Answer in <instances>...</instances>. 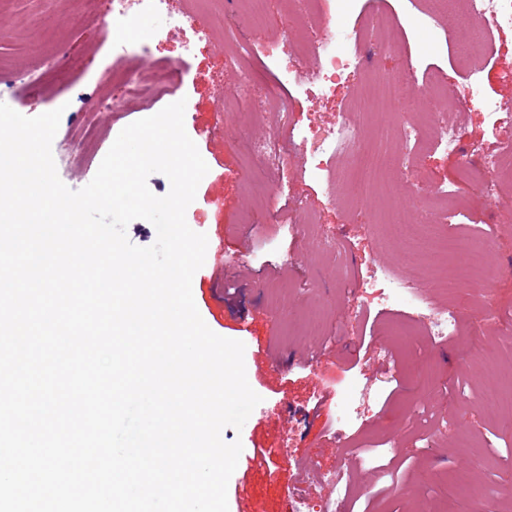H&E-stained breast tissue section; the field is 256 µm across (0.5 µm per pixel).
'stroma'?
Wrapping results in <instances>:
<instances>
[{
  "label": "stroma",
  "mask_w": 512,
  "mask_h": 512,
  "mask_svg": "<svg viewBox=\"0 0 512 512\" xmlns=\"http://www.w3.org/2000/svg\"><path fill=\"white\" fill-rule=\"evenodd\" d=\"M425 4L362 0L348 20L359 33L347 47L354 80L374 86L409 62L422 81L444 73L447 94L423 99L421 112L411 117L361 112L345 83L329 98L312 84H280L288 66L305 70L316 64L313 56L290 55L298 26L288 18L286 0H268L267 24L250 33L252 46L242 57L230 56L220 24L224 18L240 22V0H203L197 6L171 0L172 10L192 15L195 26L211 36L190 54L178 33L152 47L151 56L180 66L170 99L185 100L186 132L209 167L186 210L189 227L208 238L205 263L193 277L194 300L213 332L244 343L247 380L262 398L246 427L223 431L224 441L243 444L228 483L229 512L335 507L329 478L339 468L350 475L358 510L512 512V416L483 404L479 380L488 357L512 367V178L500 181L505 206L492 208L475 180L463 174L467 157L432 144L414 165L397 149L404 127L440 111L462 146L496 152L512 141V133L490 122L477 103L492 98L512 111V28L486 31V56L469 61L435 54L428 29L410 33L409 55L382 48L378 19L400 20ZM110 24L91 0H0V68H55L46 90L0 80V102L30 117L62 109L52 154L60 179L74 190L92 180L124 126L142 117L128 110L105 124L88 159L61 147L86 112L110 110L119 93L113 70L135 73L146 64L139 55L113 59L102 36ZM246 76L258 96L280 84L287 115L269 111L255 122L231 108ZM451 94L459 109L449 113ZM312 119L327 131L355 127L370 145L388 138L387 165L373 192L355 190L363 160L341 145H332L325 170L318 172L308 146L293 147L291 164L269 172L238 145L256 138L291 145L292 131ZM412 168L467 204L451 216L431 213L427 219L446 224L459 260L483 258V273L465 288L459 310L463 325L482 329L479 344L456 336L434 343L425 336L395 335L392 323L399 313L381 311L370 300L353 301L359 281L372 270L418 280L443 272L439 266H403L398 236L377 216L378 208L406 200L404 173ZM328 232L340 234L342 250L325 245ZM314 312L323 321L322 334H302ZM303 348L311 360L299 358ZM427 373L439 393L423 387ZM356 383L368 384L378 397L356 424L339 423L345 393ZM291 427L298 435L290 444ZM364 442L383 447V474H374L358 453Z\"/></svg>",
  "instance_id": "35a3bbf8"
}]
</instances>
